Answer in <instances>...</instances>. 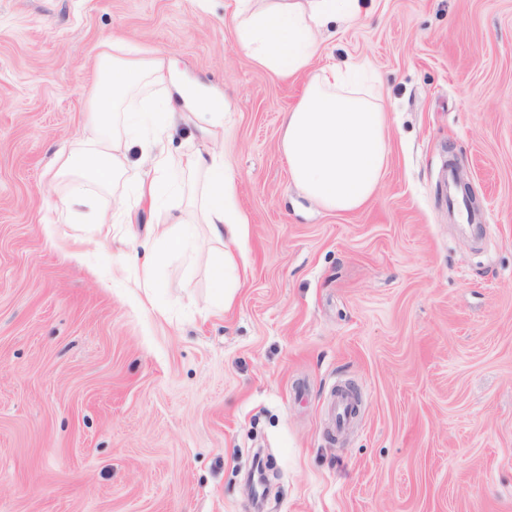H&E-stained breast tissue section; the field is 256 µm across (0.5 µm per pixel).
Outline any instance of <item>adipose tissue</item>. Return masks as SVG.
I'll return each instance as SVG.
<instances>
[{
  "label": "adipose tissue",
  "instance_id": "obj_1",
  "mask_svg": "<svg viewBox=\"0 0 512 512\" xmlns=\"http://www.w3.org/2000/svg\"><path fill=\"white\" fill-rule=\"evenodd\" d=\"M236 46L279 78L305 79L297 104L285 112L280 150L293 183L323 209L351 212L377 193L389 160L387 99L369 63L313 67L320 33L340 18H360L359 0H236ZM98 82L88 130L78 153L55 152L51 178L61 183L55 205L65 223L79 221L82 239L102 224H124L133 209L155 219L141 251L121 253L120 268L137 266L135 287L150 288L159 263L179 255L194 263L199 242L210 250L212 284L224 302L240 285L236 252L249 224L236 209V183L212 148L173 161L164 147L178 123L202 120V137L224 124L228 103L188 86L154 49L128 47L120 35L95 60ZM140 149L137 167L129 143ZM184 192L197 215L189 222L160 203L162 189Z\"/></svg>",
  "mask_w": 512,
  "mask_h": 512
}]
</instances>
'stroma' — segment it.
Returning a JSON list of instances; mask_svg holds the SVG:
<instances>
[{"instance_id": "1", "label": "stroma", "mask_w": 512, "mask_h": 512, "mask_svg": "<svg viewBox=\"0 0 512 512\" xmlns=\"http://www.w3.org/2000/svg\"><path fill=\"white\" fill-rule=\"evenodd\" d=\"M234 6L0 0V512H512V0H362L327 42L390 101L387 172L348 213L291 181L303 83L237 51ZM116 31L230 101L229 307L204 254L146 295L116 274L147 211L76 243L51 207ZM451 163L475 224L448 214ZM340 384L362 397L341 434Z\"/></svg>"}]
</instances>
